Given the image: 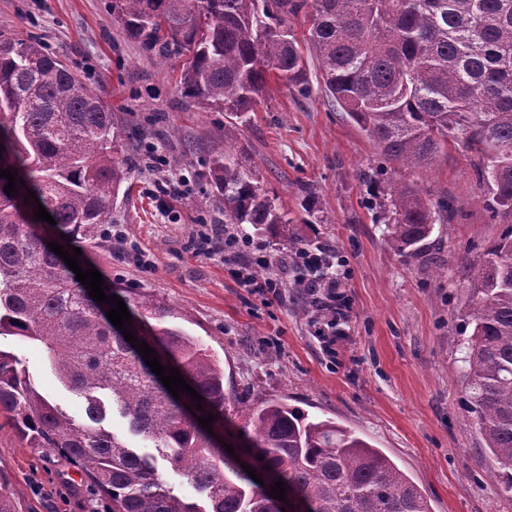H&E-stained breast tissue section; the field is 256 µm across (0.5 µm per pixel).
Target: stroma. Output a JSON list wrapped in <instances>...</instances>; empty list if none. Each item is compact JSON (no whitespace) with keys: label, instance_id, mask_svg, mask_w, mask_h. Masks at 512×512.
I'll list each match as a JSON object with an SVG mask.
<instances>
[{"label":"stroma","instance_id":"obj_1","mask_svg":"<svg viewBox=\"0 0 512 512\" xmlns=\"http://www.w3.org/2000/svg\"><path fill=\"white\" fill-rule=\"evenodd\" d=\"M0 36L39 39L99 91L122 126L141 131L124 152L130 179L118 222L153 269L143 272L103 237L81 244V268L97 269L124 296L149 295L186 312L184 329L224 367L226 395L256 406L284 401L356 432L419 486L432 512H512L464 410L472 270L504 230L484 208L471 152L452 144L447 161L395 173L396 181L447 193L458 209L451 223L435 225L423 255L402 256L378 221L383 199L370 175L380 152L329 105L315 72L307 74L309 95L273 80L243 115L236 144L247 166L294 219L297 236L334 248L345 266L348 319L330 354L315 337V314H299L292 289L261 303L239 287L233 265L187 249L198 225L224 221L221 197L196 205L210 190L211 152L224 145V115L189 105L172 69L123 35L112 0H0ZM172 174L182 176L184 195L161 200L156 185ZM0 343L43 395L84 418V399L51 371L42 347L18 337ZM0 472L26 512L109 507L61 453L27 447L7 427Z\"/></svg>","mask_w":512,"mask_h":512}]
</instances>
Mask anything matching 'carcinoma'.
<instances>
[{"mask_svg": "<svg viewBox=\"0 0 512 512\" xmlns=\"http://www.w3.org/2000/svg\"><path fill=\"white\" fill-rule=\"evenodd\" d=\"M309 22L304 44L288 19ZM123 34L163 63H179L178 88L204 112H250L275 77L307 94L314 62L332 105L377 144L388 163L431 168L448 138L476 155L484 205L509 228L487 249L472 281V333L464 356L466 406L512 494V0H112ZM114 114L55 54L32 39H0V165L24 181L6 194L0 177V336L41 343L50 367L86 401L77 421L44 397L0 349V415L30 448L57 450L79 467L111 512H278L216 434L224 419V371L201 343L168 323L178 310L149 297L125 301L129 327L202 397L175 398L48 243H94L117 223L129 170ZM224 223L265 227L300 250L281 211L223 148L208 164ZM33 191L53 216L19 205ZM388 244L418 254L435 224L455 218L445 194L384 180ZM65 237H60V234ZM152 318L153 324L145 319ZM202 404L196 414L187 406ZM155 452L129 447L104 426L110 409ZM249 457L284 482L307 512H431L418 486L380 449L331 419L271 401L234 406ZM214 414L212 431L198 418ZM203 496L168 486L158 460ZM0 512H22L0 473Z\"/></svg>", "mask_w": 512, "mask_h": 512, "instance_id": "1", "label": "carcinoma"}]
</instances>
